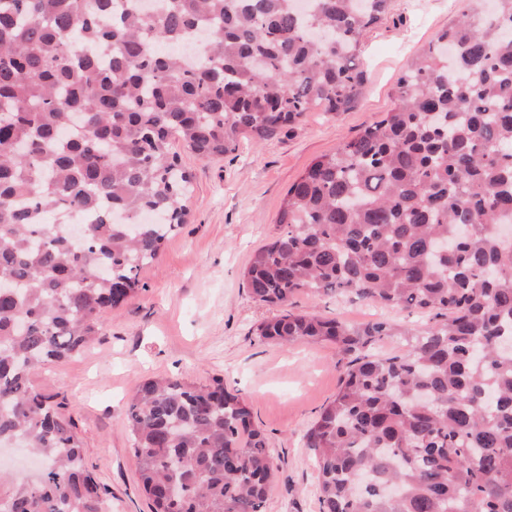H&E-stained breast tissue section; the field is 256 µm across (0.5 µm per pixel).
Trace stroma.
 <instances>
[{
  "instance_id": "obj_1",
  "label": "stroma",
  "mask_w": 512,
  "mask_h": 512,
  "mask_svg": "<svg viewBox=\"0 0 512 512\" xmlns=\"http://www.w3.org/2000/svg\"><path fill=\"white\" fill-rule=\"evenodd\" d=\"M469 0H394L387 21L366 38L361 96L338 114L308 112L277 138H241L234 152L206 161L182 150L192 174L186 224L139 276L136 296L109 311L81 354L36 372L33 385L66 404L87 467L112 493V512H150L140 491L127 406L154 376L200 385L223 379L250 402L254 422L273 448L276 479L263 512H319L318 472L304 435L335 395L344 362L335 345L260 339L257 325L277 308L255 302L243 271L279 231L282 200L318 157L380 120L396 103L406 64L468 11ZM294 311L361 323L381 316L422 329L425 315L336 296L299 294Z\"/></svg>"
}]
</instances>
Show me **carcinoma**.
Here are the masks:
<instances>
[{
  "mask_svg": "<svg viewBox=\"0 0 512 512\" xmlns=\"http://www.w3.org/2000/svg\"><path fill=\"white\" fill-rule=\"evenodd\" d=\"M0 0V443L44 460L0 474V512H109L64 403L32 384L81 352L186 223L198 158L346 112L392 0ZM401 73L379 121L289 188L244 269L286 346L346 359L305 438L320 512H512V0H472ZM86 214L85 238L59 233ZM299 293L433 316L425 330L293 312ZM397 336L407 350L376 354ZM128 428L150 512H262L276 464L216 379H148Z\"/></svg>",
  "mask_w": 512,
  "mask_h": 512,
  "instance_id": "carcinoma-1",
  "label": "carcinoma"
}]
</instances>
